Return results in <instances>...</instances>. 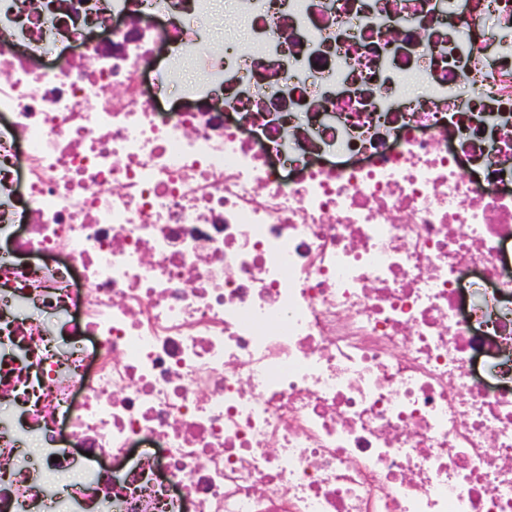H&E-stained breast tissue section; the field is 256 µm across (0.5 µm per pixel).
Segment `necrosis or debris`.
Returning a JSON list of instances; mask_svg holds the SVG:
<instances>
[{
  "label": "necrosis or debris",
  "instance_id": "obj_1",
  "mask_svg": "<svg viewBox=\"0 0 512 512\" xmlns=\"http://www.w3.org/2000/svg\"><path fill=\"white\" fill-rule=\"evenodd\" d=\"M209 2L0 0V512H512V0ZM213 1L212 9L202 18L210 34L223 41L242 39L246 33V25L235 15L234 0Z\"/></svg>",
  "mask_w": 512,
  "mask_h": 512
}]
</instances>
